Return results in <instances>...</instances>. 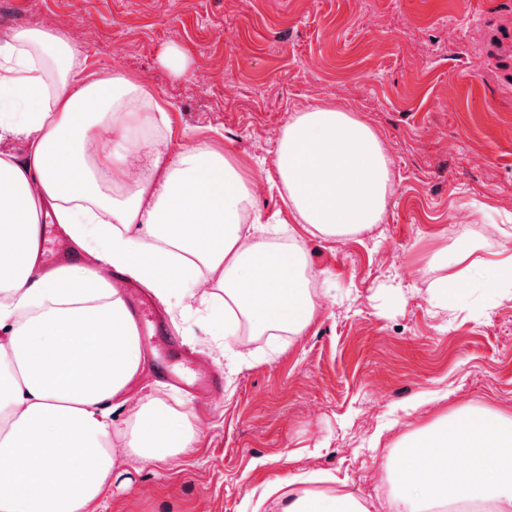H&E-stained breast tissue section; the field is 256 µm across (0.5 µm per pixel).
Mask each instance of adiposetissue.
<instances>
[{
    "instance_id": "1",
    "label": "adipose tissue",
    "mask_w": 512,
    "mask_h": 512,
    "mask_svg": "<svg viewBox=\"0 0 512 512\" xmlns=\"http://www.w3.org/2000/svg\"><path fill=\"white\" fill-rule=\"evenodd\" d=\"M84 70L63 33L21 27L0 43V512H94L119 460L166 462L194 446V421L129 393L142 350L113 272L182 313L217 306L228 336L244 321L300 335L317 305L306 252L278 245V221L252 210L255 174L210 143L173 144L141 78ZM14 140L24 158L6 151ZM272 164L294 220L332 241L379 223L392 191L387 147L331 106L291 113ZM45 224L85 259L42 271ZM93 234L108 240L104 255ZM471 252L462 235L434 253L458 266L436 296L453 306L478 283L491 304L512 299V252L493 253L481 281ZM382 470L389 512H512V415L452 410L388 449ZM263 495L280 512H369L299 476Z\"/></svg>"
}]
</instances>
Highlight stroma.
I'll return each instance as SVG.
<instances>
[{
    "label": "stroma",
    "mask_w": 512,
    "mask_h": 512,
    "mask_svg": "<svg viewBox=\"0 0 512 512\" xmlns=\"http://www.w3.org/2000/svg\"><path fill=\"white\" fill-rule=\"evenodd\" d=\"M48 27L83 45L85 76L115 68L172 104L175 141H216L244 169L272 161L290 113L331 102L389 149L395 188L370 231L306 232L319 308L299 336L258 335L228 374L207 314L169 328L219 374L196 399L146 364L136 386L196 418L188 454L121 461L97 512H277L259 502L295 475L387 512L380 450L462 406L512 415V300L485 311L429 292L440 246L469 232L483 266L512 217V0H0V38ZM183 52L190 73L162 62Z\"/></svg>",
    "instance_id": "stroma-1"
}]
</instances>
